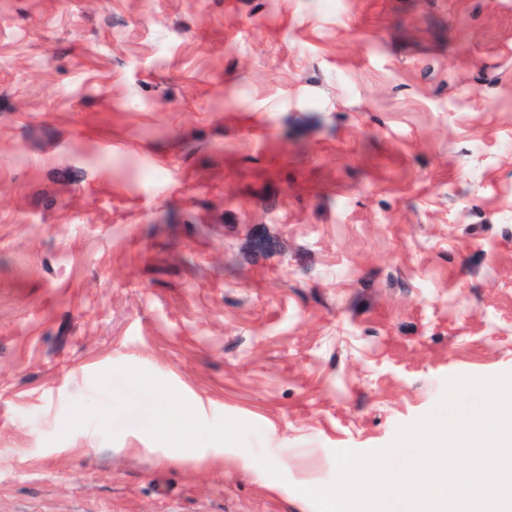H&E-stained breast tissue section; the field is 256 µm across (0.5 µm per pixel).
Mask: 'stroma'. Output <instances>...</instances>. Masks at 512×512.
I'll return each instance as SVG.
<instances>
[{"instance_id":"1","label":"stroma","mask_w":512,"mask_h":512,"mask_svg":"<svg viewBox=\"0 0 512 512\" xmlns=\"http://www.w3.org/2000/svg\"><path fill=\"white\" fill-rule=\"evenodd\" d=\"M509 371L512 0H0V512H315Z\"/></svg>"}]
</instances>
